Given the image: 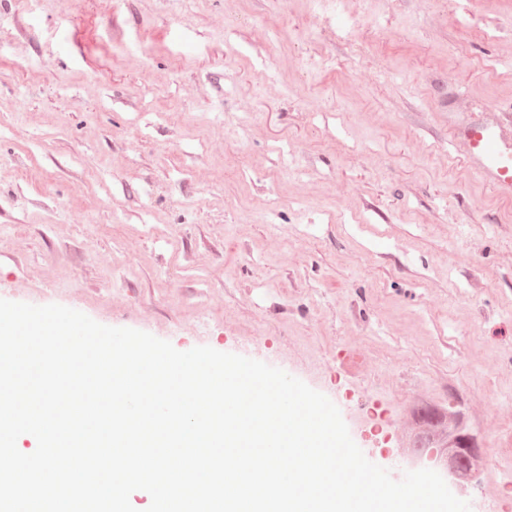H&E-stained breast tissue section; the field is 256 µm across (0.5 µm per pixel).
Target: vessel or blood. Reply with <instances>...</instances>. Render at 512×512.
<instances>
[{
    "label": "vessel or blood",
    "mask_w": 512,
    "mask_h": 512,
    "mask_svg": "<svg viewBox=\"0 0 512 512\" xmlns=\"http://www.w3.org/2000/svg\"><path fill=\"white\" fill-rule=\"evenodd\" d=\"M466 158L499 194L512 196V113L493 120L461 118L451 128Z\"/></svg>",
    "instance_id": "b4317fda"
}]
</instances>
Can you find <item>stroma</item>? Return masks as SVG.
Masks as SVG:
<instances>
[{"label":"stroma","instance_id":"35a3bbf8","mask_svg":"<svg viewBox=\"0 0 512 512\" xmlns=\"http://www.w3.org/2000/svg\"><path fill=\"white\" fill-rule=\"evenodd\" d=\"M512 0H0V299L279 368L396 471L414 411L512 512ZM512 110L501 119L460 118L451 128L466 158L477 173L499 194L512 196Z\"/></svg>","mask_w":512,"mask_h":512}]
</instances>
